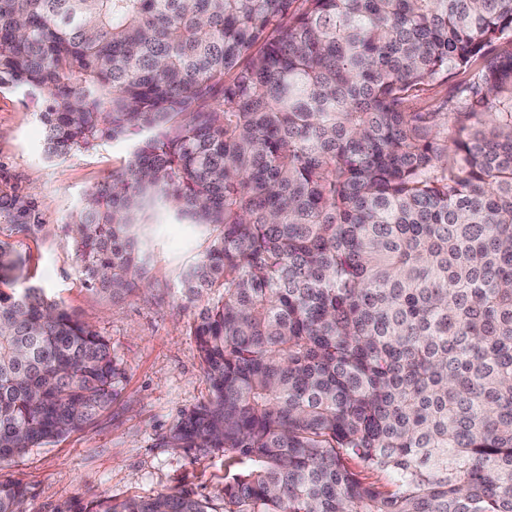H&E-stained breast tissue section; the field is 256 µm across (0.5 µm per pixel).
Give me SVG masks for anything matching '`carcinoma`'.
Listing matches in <instances>:
<instances>
[{
  "label": "carcinoma",
  "instance_id": "carcinoma-1",
  "mask_svg": "<svg viewBox=\"0 0 512 512\" xmlns=\"http://www.w3.org/2000/svg\"><path fill=\"white\" fill-rule=\"evenodd\" d=\"M3 86L51 159L134 140L65 225L90 289L147 280L148 210L208 230L180 284L209 396L160 445L224 454V512H512V0H0ZM25 266L0 245L1 464L124 378Z\"/></svg>",
  "mask_w": 512,
  "mask_h": 512
}]
</instances>
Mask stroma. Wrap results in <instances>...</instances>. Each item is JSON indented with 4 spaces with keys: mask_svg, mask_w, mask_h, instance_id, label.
<instances>
[{
    "mask_svg": "<svg viewBox=\"0 0 512 512\" xmlns=\"http://www.w3.org/2000/svg\"><path fill=\"white\" fill-rule=\"evenodd\" d=\"M39 101L24 88L0 87V200L22 197L33 226L16 232L0 212V242L26 260L29 284L44 288L104 336L125 369L111 406L82 429L0 465L26 489V512H87L96 501L192 490L210 512H224V458L164 448L158 439L178 415L203 402L208 385L187 327L197 310L177 289L184 268L206 249L204 231L157 214L147 230L150 287L122 299L89 290L75 245L62 230L81 199L133 150L108 141L62 159L44 152Z\"/></svg>",
    "mask_w": 512,
    "mask_h": 512,
    "instance_id": "obj_1",
    "label": "stroma"
}]
</instances>
